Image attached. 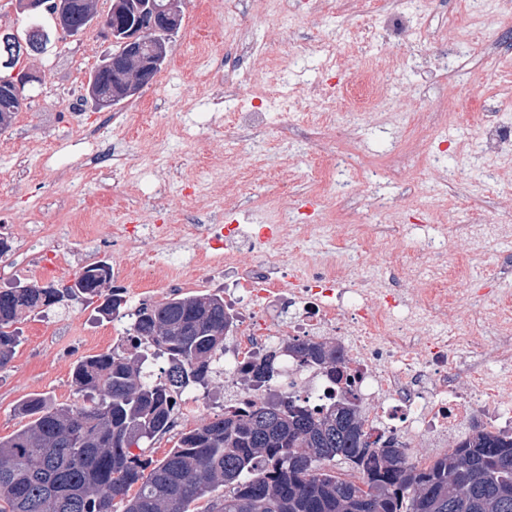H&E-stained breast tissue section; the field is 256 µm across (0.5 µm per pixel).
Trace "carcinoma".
<instances>
[{
    "instance_id": "carcinoma-1",
    "label": "carcinoma",
    "mask_w": 512,
    "mask_h": 512,
    "mask_svg": "<svg viewBox=\"0 0 512 512\" xmlns=\"http://www.w3.org/2000/svg\"><path fill=\"white\" fill-rule=\"evenodd\" d=\"M21 13L27 21L22 37L46 49L52 32L42 16ZM22 37L0 32V52L3 40ZM108 72L97 65L86 92L109 90ZM8 77L0 71V127L9 126L27 100L24 93L14 97L3 83ZM96 269L84 268L63 288L17 280V287L0 289V369L21 343L17 324L43 307L97 300V313L119 315L120 289L90 280ZM129 318L131 350L89 356L74 367L75 390L92 406L65 408L46 395L19 405L25 423L0 438V512H112V501L135 485L125 512H187L205 498L206 512H512V435L475 422L455 448L417 469L393 441L368 442L347 399L319 414L290 397L217 414L182 434L158 463L134 453L169 431L176 396L208 386L231 318L219 292L144 302ZM284 352L341 376L333 345L293 342ZM160 357L167 367L154 380L150 368ZM280 376L277 351L245 370L250 387ZM334 460L362 481L327 469ZM218 486L224 496L210 498Z\"/></svg>"
}]
</instances>
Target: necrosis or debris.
I'll use <instances>...</instances> for the list:
<instances>
[{
  "mask_svg": "<svg viewBox=\"0 0 512 512\" xmlns=\"http://www.w3.org/2000/svg\"><path fill=\"white\" fill-rule=\"evenodd\" d=\"M385 89L374 71L357 72L343 88L354 102L350 120H373ZM177 232L204 248L198 265L208 277L223 280L233 320L220 364L225 409L292 396L319 412L347 396L365 434L395 440L417 468L474 419L512 432V332L486 340L463 330L442 289L415 287L397 261L386 266L390 287L377 290L365 276L347 279L332 253L293 268L280 256L287 237L332 236V224L279 221L245 229L225 223L218 210ZM293 341L334 342L341 380L288 354L278 382L248 388L247 364Z\"/></svg>",
  "mask_w": 512,
  "mask_h": 512,
  "instance_id": "obj_1",
  "label": "necrosis or debris"
}]
</instances>
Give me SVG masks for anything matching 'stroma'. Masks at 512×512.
<instances>
[{
	"instance_id": "obj_1",
	"label": "stroma",
	"mask_w": 512,
	"mask_h": 512,
	"mask_svg": "<svg viewBox=\"0 0 512 512\" xmlns=\"http://www.w3.org/2000/svg\"><path fill=\"white\" fill-rule=\"evenodd\" d=\"M372 0H340V12L323 15L311 0H285L273 11L265 0H182L183 21L162 69L130 101L98 110L85 97L88 76L110 52L98 26L68 36L56 34L42 53L21 57L22 68L36 74L31 100L10 127L0 129V239L13 240L25 225L64 220L77 226L95 223L91 241L75 245L69 259L46 279L22 269V281L66 283L85 267L86 257L111 261L123 252L142 273L123 293L129 307L168 298L164 281L171 268L186 273L185 294H204L210 286L200 268L190 265L179 240L158 248L150 238L118 244L117 224L180 225L204 218L212 208L236 224H264L276 217L274 207L255 208L253 196L276 198L287 187L297 207L320 217L335 209L345 221H363L362 195L388 204L389 224L400 230V243L414 252L418 239L444 240L450 228L494 224L498 239L462 259L476 286L465 299L463 314L484 312L472 324L474 334L495 336L499 325L488 311L497 297L512 300V282L497 279V269L512 257V148L503 155L479 149L477 132L467 115L478 105L496 107L512 122V44L495 48L488 60L478 39L445 44L456 0H427L421 31L400 39L388 16L371 9ZM261 44L275 63L262 89L248 80L250 60L239 51L242 39ZM365 65L379 67L395 100L417 113L426 129L435 160L431 169L416 167L405 148L408 135L399 117L384 114L377 126L362 128L348 139L335 115L346 107L340 90L349 73ZM236 75L240 94L216 103L219 74ZM263 96L269 124L252 139L261 151L238 145L233 116L250 98ZM111 115L107 138L117 148L101 165L98 180L88 184L85 166L92 146L86 141L102 115ZM345 148L366 160L364 167L337 173L321 187L312 178L321 153ZM28 152L31 175L13 173L19 152ZM257 172L251 194L226 185L232 165ZM167 187V208L152 204L156 180ZM173 256L172 267L152 268L157 250ZM125 324L98 317L93 306L71 302L30 316L20 325L22 343L14 359L0 369V437L22 425L17 406L34 394L57 404H83L71 383L78 360L120 346ZM207 395L210 410L191 413L181 430L167 432L147 457L162 460L177 446L182 432L202 426L222 412L224 387L213 380Z\"/></svg>"
}]
</instances>
